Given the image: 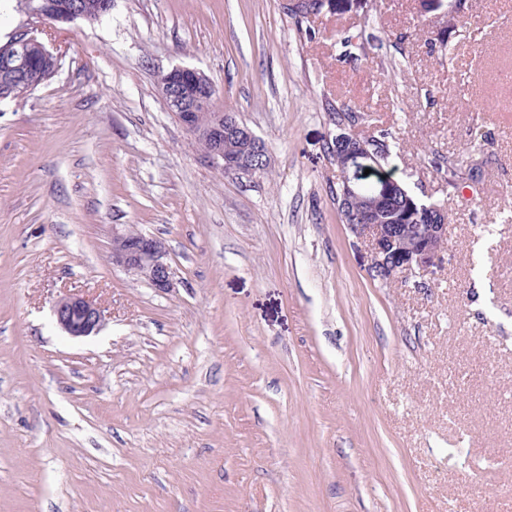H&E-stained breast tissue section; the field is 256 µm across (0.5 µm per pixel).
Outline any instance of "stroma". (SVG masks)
<instances>
[{
    "instance_id": "1",
    "label": "stroma",
    "mask_w": 512,
    "mask_h": 512,
    "mask_svg": "<svg viewBox=\"0 0 512 512\" xmlns=\"http://www.w3.org/2000/svg\"><path fill=\"white\" fill-rule=\"evenodd\" d=\"M282 3L112 0L39 31L58 72L0 103V512H512V0H472L468 39L420 0H328L312 38ZM176 65L267 171L202 161ZM347 108L448 213L427 272L372 278L341 219ZM116 224L165 242L170 291L113 266ZM66 291L98 333L56 325ZM53 316L69 336L81 338L98 332L105 321L104 309L84 294L66 293L55 302Z\"/></svg>"
}]
</instances>
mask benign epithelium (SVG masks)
Returning a JSON list of instances; mask_svg holds the SVG:
<instances>
[{"mask_svg":"<svg viewBox=\"0 0 512 512\" xmlns=\"http://www.w3.org/2000/svg\"><path fill=\"white\" fill-rule=\"evenodd\" d=\"M57 5L46 0L42 8L29 12V16L44 27H53L50 18L56 17ZM39 39L31 28L23 26L10 37L5 63L0 68V99H5L12 83L25 78L31 70V61L24 46ZM213 83L200 71L176 66L167 72L161 82L165 102L180 113V122L187 132L203 136L209 141L208 150L202 154L204 161L215 165L226 174L251 175L255 173L254 157L266 149L252 129L240 120L236 113L224 111V118L212 115L215 111ZM357 121L346 118L336 124L337 133L332 140L333 161L341 172V203L354 202L357 223L349 229L364 238L371 251V272L380 278H393L400 273L419 270L425 272L441 258L448 242V218L444 210L422 205L425 216L432 220L421 225V231L402 224H375L373 217L380 201L393 194L397 181L384 179L379 194L363 197L359 194V178L364 170L381 169L380 155L363 143L355 133ZM240 140L248 145V151L240 154L224 152V141ZM165 243L156 237L131 235L122 224L112 225V263L125 271L147 280L156 290L167 291L171 287V269L166 260ZM57 325L69 336L81 338L98 332L105 321L104 309L84 294L66 293L53 307Z\"/></svg>","mask_w":512,"mask_h":512,"instance_id":"benign-epithelium-1","label":"benign epithelium"}]
</instances>
